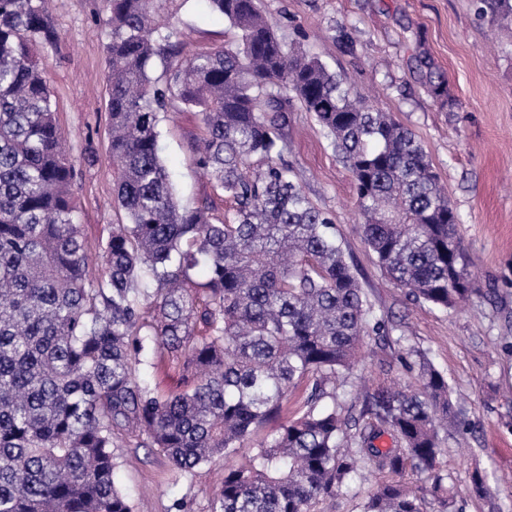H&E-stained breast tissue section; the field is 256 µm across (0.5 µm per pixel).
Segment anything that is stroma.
Instances as JSON below:
<instances>
[{"label":"stroma","mask_w":512,"mask_h":512,"mask_svg":"<svg viewBox=\"0 0 512 512\" xmlns=\"http://www.w3.org/2000/svg\"><path fill=\"white\" fill-rule=\"evenodd\" d=\"M261 7L288 47L316 56L414 133L460 217L479 294L445 310L410 302L364 241L351 172L311 114L292 105L283 158L307 197L334 219L347 262L392 328L389 337L367 340L358 375L381 388L406 377L398 353H425L473 426L442 438V468L460 492L459 507L512 512V24L478 18L472 0H261ZM49 15L57 38L36 41L35 49L76 168V222L96 250L112 225L127 221L113 195L104 3L51 0ZM169 24L186 57L236 39L207 0H182ZM422 51L445 73L453 107L421 84L415 57ZM159 128L182 202L209 206L222 222L234 203L196 163L194 146L205 133L199 114L173 103ZM113 454L132 512H212L223 458L180 475L156 449L124 437L115 438ZM478 475L499 482L494 500L472 494Z\"/></svg>","instance_id":"1"}]
</instances>
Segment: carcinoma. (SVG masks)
I'll list each match as a JSON object with an SVG mask.
<instances>
[{
  "label": "carcinoma",
  "mask_w": 512,
  "mask_h": 512,
  "mask_svg": "<svg viewBox=\"0 0 512 512\" xmlns=\"http://www.w3.org/2000/svg\"><path fill=\"white\" fill-rule=\"evenodd\" d=\"M208 2L239 39L183 59L156 25L179 0H105L113 192L129 223L112 225L95 276L33 53L36 38L56 39L50 0H0V512H131L115 483L118 435L180 474L224 457L214 512H317L365 472L392 479L360 512H424L429 499L456 512L440 431L469 423L447 378L407 352L398 362L415 383L348 402L365 339L388 330L332 217L280 163L290 100L352 172L365 240L414 302L446 310L479 293L459 216L413 134L288 51L259 0ZM475 6L512 18V0ZM156 58L168 60L162 79ZM417 66L449 103L431 58ZM175 100L201 115L197 162L234 201L220 224L205 206L179 205L159 155V115ZM166 362L184 383L167 395L152 384ZM385 433L394 447L375 445Z\"/></svg>",
  "instance_id": "carcinoma-1"
}]
</instances>
